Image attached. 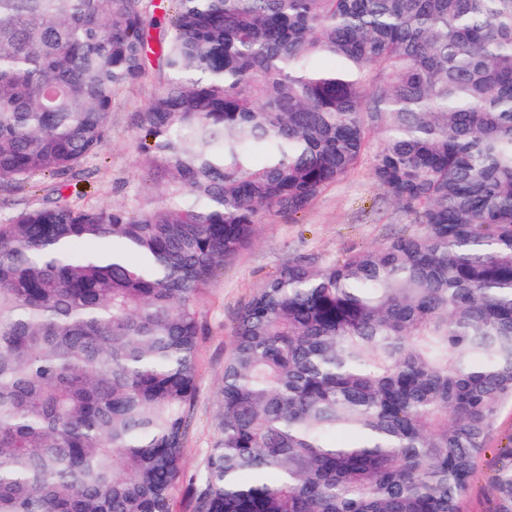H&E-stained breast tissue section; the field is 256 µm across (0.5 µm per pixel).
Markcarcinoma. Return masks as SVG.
<instances>
[{
  "instance_id": "1",
  "label": "carcinoma",
  "mask_w": 512,
  "mask_h": 512,
  "mask_svg": "<svg viewBox=\"0 0 512 512\" xmlns=\"http://www.w3.org/2000/svg\"><path fill=\"white\" fill-rule=\"evenodd\" d=\"M156 73L135 209L0 222V512H173L201 296L366 160L418 229L257 288L189 512H463L512 404V0H0V183L78 176Z\"/></svg>"
}]
</instances>
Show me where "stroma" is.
<instances>
[{"mask_svg":"<svg viewBox=\"0 0 512 512\" xmlns=\"http://www.w3.org/2000/svg\"><path fill=\"white\" fill-rule=\"evenodd\" d=\"M153 85L126 89L114 99L110 132L78 179L64 190L69 200L94 205L134 206L145 183L138 133L131 122L153 92ZM408 216L394 207L361 165L328 188L296 223L260 225L254 244L225 263L200 306L205 325L199 343L197 406L182 450L185 475L197 474L222 433L218 420L224 362L232 350L238 313L257 287L288 258L312 254L334 259L351 250L379 245L394 233L413 231ZM512 462V405L498 413L489 449L479 462L465 499V512H492V485L499 470Z\"/></svg>","mask_w":512,"mask_h":512,"instance_id":"stroma-1","label":"stroma"}]
</instances>
